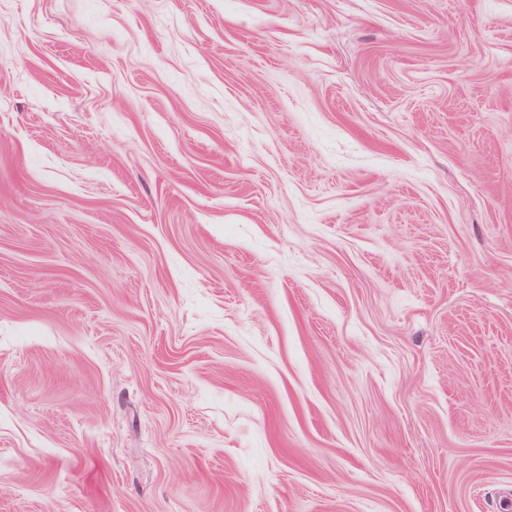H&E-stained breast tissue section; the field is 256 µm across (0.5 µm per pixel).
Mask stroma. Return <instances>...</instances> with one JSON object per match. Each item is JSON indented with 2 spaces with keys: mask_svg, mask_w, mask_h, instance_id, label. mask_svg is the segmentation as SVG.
I'll return each instance as SVG.
<instances>
[{
  "mask_svg": "<svg viewBox=\"0 0 512 512\" xmlns=\"http://www.w3.org/2000/svg\"><path fill=\"white\" fill-rule=\"evenodd\" d=\"M512 0H0V512H504Z\"/></svg>",
  "mask_w": 512,
  "mask_h": 512,
  "instance_id": "obj_1",
  "label": "stroma"
}]
</instances>
